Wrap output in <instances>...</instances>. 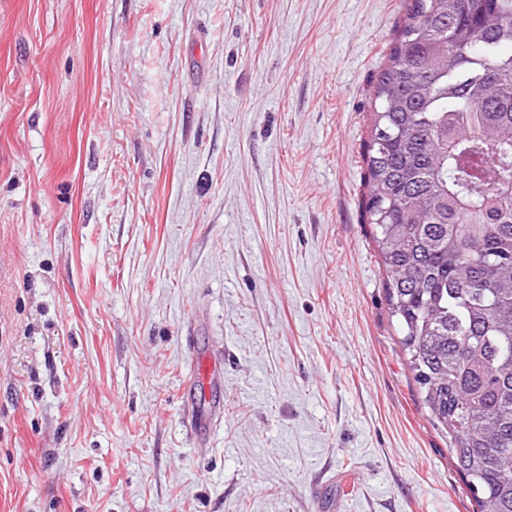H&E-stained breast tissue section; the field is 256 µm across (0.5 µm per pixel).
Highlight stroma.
Instances as JSON below:
<instances>
[{"mask_svg": "<svg viewBox=\"0 0 512 512\" xmlns=\"http://www.w3.org/2000/svg\"><path fill=\"white\" fill-rule=\"evenodd\" d=\"M403 5L0 0V512H473L363 221Z\"/></svg>", "mask_w": 512, "mask_h": 512, "instance_id": "obj_1", "label": "stroma"}]
</instances>
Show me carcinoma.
<instances>
[{
	"label": "carcinoma",
	"instance_id": "carcinoma-1",
	"mask_svg": "<svg viewBox=\"0 0 512 512\" xmlns=\"http://www.w3.org/2000/svg\"><path fill=\"white\" fill-rule=\"evenodd\" d=\"M364 164L421 401L475 512H512V0H405Z\"/></svg>",
	"mask_w": 512,
	"mask_h": 512
}]
</instances>
